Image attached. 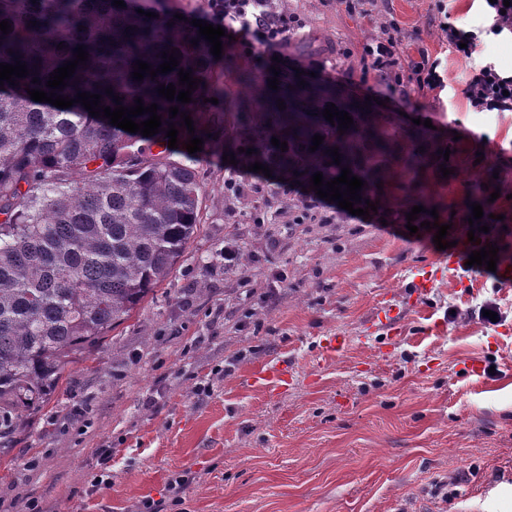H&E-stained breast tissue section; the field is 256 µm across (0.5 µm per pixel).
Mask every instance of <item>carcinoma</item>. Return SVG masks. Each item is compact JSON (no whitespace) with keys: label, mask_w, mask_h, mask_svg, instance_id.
Masks as SVG:
<instances>
[{"label":"carcinoma","mask_w":512,"mask_h":512,"mask_svg":"<svg viewBox=\"0 0 512 512\" xmlns=\"http://www.w3.org/2000/svg\"><path fill=\"white\" fill-rule=\"evenodd\" d=\"M179 0H0V21L12 31L0 39V63L21 60L29 75L19 85L0 89V444L13 438L17 420L44 402L73 351H92L100 340L165 282L199 230L200 181L194 164L172 160L153 147L168 140V123L179 137L206 138L207 114L224 104L236 126L243 168L260 162L288 183H310L320 171L324 181L347 167L364 181L362 200L379 193L388 181L405 188L403 204L433 203L420 186L422 172L437 156L428 131L398 125L392 113L359 108L336 88L317 81L300 85L295 74L281 71L278 89L268 87V70L240 65L225 53L217 60L198 28L179 20ZM142 9L158 14L148 18ZM36 25H31V22ZM130 36H125V33ZM62 49H57L58 44ZM86 46L88 61L77 66L60 92L64 97L90 92L100 105L115 107L105 93L159 105L160 132L145 137L94 118L79 104L61 109L36 102L27 89L50 92V73L74 59ZM288 49L310 58L314 52L298 32ZM181 52L179 66L141 81L131 77L135 61L152 69L162 53ZM201 80L193 101L181 104L158 95L157 86L179 85V70ZM39 82H32L33 78ZM243 89L225 98L224 78ZM284 101L286 109H278ZM346 111L354 125L340 133L322 112L329 104ZM192 117L195 132L183 119L169 118V107ZM324 137L311 152L312 138ZM287 142L282 151L272 138ZM339 148L341 164L331 149ZM425 151H420V148Z\"/></svg>","instance_id":"carcinoma-1"}]
</instances>
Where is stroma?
I'll list each match as a JSON object with an SVG mask.
<instances>
[{
	"label": "stroma",
	"instance_id": "1",
	"mask_svg": "<svg viewBox=\"0 0 512 512\" xmlns=\"http://www.w3.org/2000/svg\"><path fill=\"white\" fill-rule=\"evenodd\" d=\"M442 1L451 22L484 25L479 0H363L354 11L336 0H284L327 49L312 66L289 54L290 66L431 120L433 138L452 143L450 176L431 169L426 186L448 240L459 241L451 214L466 205L472 180L496 171L512 182V112L470 108L469 64L437 34ZM385 20L405 58H440L443 89L405 97L363 82V47ZM211 119L201 151L171 152L198 170L197 236L153 296L97 351L73 356L46 403L20 421L0 451V512L17 498L43 512H132L165 496L170 475L185 469L197 479L172 512H477L489 487L490 512H512V287L462 264L413 296L415 266L448 261L433 231L411 235L405 213L385 206L340 223L338 204L325 200L321 220L296 223L305 192L224 162L235 129L222 113ZM231 242L240 260L229 267ZM273 285L280 294L269 302ZM488 298L502 325L472 315ZM385 302L399 309L400 341L371 324ZM331 333L349 338L335 356L319 347ZM473 356L485 373L467 374ZM279 361L293 374L285 388L260 378ZM217 368L223 377L198 399L196 377ZM152 393L157 402L145 408ZM103 444L112 447V483L90 495L85 477Z\"/></svg>",
	"mask_w": 512,
	"mask_h": 512
}]
</instances>
